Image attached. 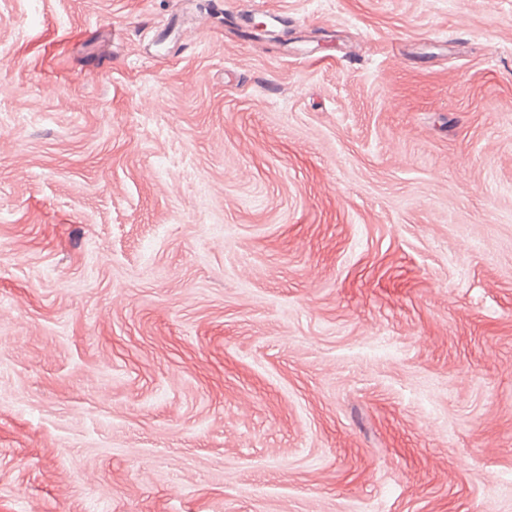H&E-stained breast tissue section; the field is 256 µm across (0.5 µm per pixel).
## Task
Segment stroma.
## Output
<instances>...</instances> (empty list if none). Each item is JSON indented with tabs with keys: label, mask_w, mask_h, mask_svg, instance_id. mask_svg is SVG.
Wrapping results in <instances>:
<instances>
[{
	"label": "stroma",
	"mask_w": 512,
	"mask_h": 512,
	"mask_svg": "<svg viewBox=\"0 0 512 512\" xmlns=\"http://www.w3.org/2000/svg\"><path fill=\"white\" fill-rule=\"evenodd\" d=\"M0 512H512V0H0Z\"/></svg>",
	"instance_id": "1"
}]
</instances>
